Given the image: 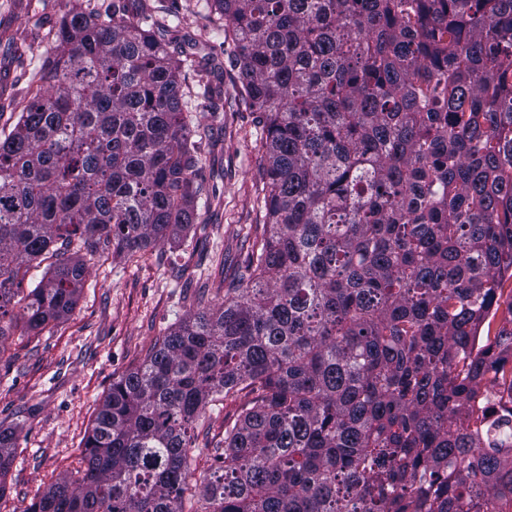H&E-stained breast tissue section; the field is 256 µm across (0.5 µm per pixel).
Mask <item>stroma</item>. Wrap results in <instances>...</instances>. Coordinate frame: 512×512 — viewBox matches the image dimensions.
Here are the masks:
<instances>
[{
    "label": "stroma",
    "mask_w": 512,
    "mask_h": 512,
    "mask_svg": "<svg viewBox=\"0 0 512 512\" xmlns=\"http://www.w3.org/2000/svg\"><path fill=\"white\" fill-rule=\"evenodd\" d=\"M77 0H0V131L26 100L27 76L57 48L53 31ZM137 13L169 28L197 64L218 56L216 100L199 95L184 69L200 121L210 128L199 158L208 197L179 239L132 256L105 253L88 264L77 306L40 333L0 338V425L16 428V456L0 484V512H25L32 499L80 467L83 440L115 378L145 358L193 304L217 305L264 223L261 129L238 96L234 47L215 30L210 0H138Z\"/></svg>",
    "instance_id": "35a3bbf8"
}]
</instances>
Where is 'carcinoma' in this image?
<instances>
[{"instance_id":"1","label":"carcinoma","mask_w":512,"mask_h":512,"mask_svg":"<svg viewBox=\"0 0 512 512\" xmlns=\"http://www.w3.org/2000/svg\"><path fill=\"white\" fill-rule=\"evenodd\" d=\"M213 3L258 114L267 223L238 287L112 381L77 476L27 512H184L192 432L223 401L198 512H512V434L475 410L512 390V0ZM132 6L67 15L0 135V336L67 318L86 257L195 223V60ZM499 312L511 329L477 345Z\"/></svg>"}]
</instances>
